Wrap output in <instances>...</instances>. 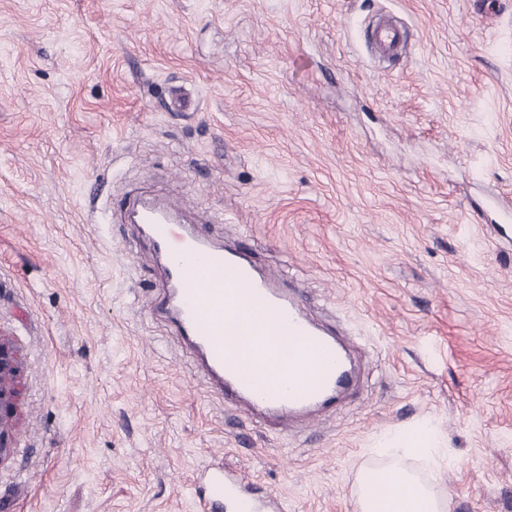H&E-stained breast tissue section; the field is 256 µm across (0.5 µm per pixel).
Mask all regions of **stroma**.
Instances as JSON below:
<instances>
[{
    "label": "stroma",
    "mask_w": 512,
    "mask_h": 512,
    "mask_svg": "<svg viewBox=\"0 0 512 512\" xmlns=\"http://www.w3.org/2000/svg\"><path fill=\"white\" fill-rule=\"evenodd\" d=\"M404 28L398 54L369 43ZM512 0H0V512H196L212 461L285 512H355L429 419L452 512H512ZM241 244L361 366L336 411L225 404L131 206ZM19 357L14 347L0 336V466L11 454L9 433L11 410L19 395Z\"/></svg>",
    "instance_id": "35a3bbf8"
}]
</instances>
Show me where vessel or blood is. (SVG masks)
I'll return each instance as SVG.
<instances>
[{"mask_svg":"<svg viewBox=\"0 0 512 512\" xmlns=\"http://www.w3.org/2000/svg\"><path fill=\"white\" fill-rule=\"evenodd\" d=\"M150 242L166 260V304L178 334L211 384L259 417L334 410L355 386L338 336L305 313L302 292L268 280L236 247H215L164 210L140 208ZM199 512H283L245 477L207 466Z\"/></svg>","mask_w":512,"mask_h":512,"instance_id":"b4317fda","label":"vessel or blood"}]
</instances>
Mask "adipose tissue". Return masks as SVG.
Here are the masks:
<instances>
[{"mask_svg":"<svg viewBox=\"0 0 512 512\" xmlns=\"http://www.w3.org/2000/svg\"><path fill=\"white\" fill-rule=\"evenodd\" d=\"M403 455L437 463L445 443L436 426L424 422L395 434L386 442ZM358 512H449L448 500L436 497L429 487L403 468L391 465L371 471L362 480Z\"/></svg>","mask_w":512,"mask_h":512,"instance_id":"1","label":"adipose tissue"}]
</instances>
